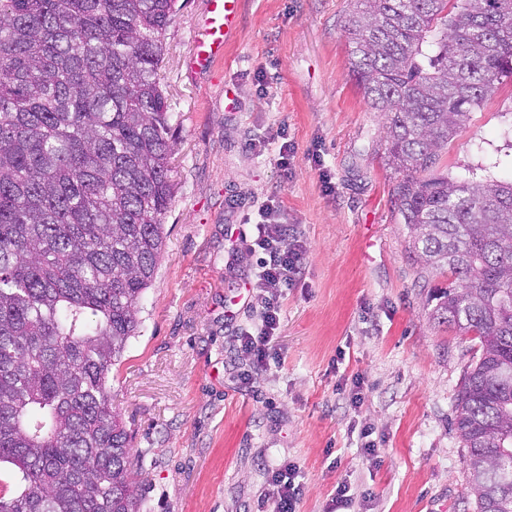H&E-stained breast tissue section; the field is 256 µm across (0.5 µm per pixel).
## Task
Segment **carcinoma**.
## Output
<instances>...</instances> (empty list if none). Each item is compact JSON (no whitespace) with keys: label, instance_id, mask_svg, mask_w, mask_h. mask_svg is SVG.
Instances as JSON below:
<instances>
[{"label":"carcinoma","instance_id":"obj_1","mask_svg":"<svg viewBox=\"0 0 512 512\" xmlns=\"http://www.w3.org/2000/svg\"><path fill=\"white\" fill-rule=\"evenodd\" d=\"M176 0H0V512H144L109 374L140 321L174 194L162 39ZM384 115L399 223L462 281L433 317L477 339L452 426L477 512H512V178L439 170L506 79L512 0H348Z\"/></svg>","mask_w":512,"mask_h":512}]
</instances>
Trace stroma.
Wrapping results in <instances>:
<instances>
[{
  "label": "stroma",
  "mask_w": 512,
  "mask_h": 512,
  "mask_svg": "<svg viewBox=\"0 0 512 512\" xmlns=\"http://www.w3.org/2000/svg\"><path fill=\"white\" fill-rule=\"evenodd\" d=\"M207 2L177 0L165 35L175 193L138 334L109 375L147 512H268L271 473L288 464L297 512H325L341 482L346 512H476L451 420L478 343L433 318L434 288L454 278L408 251L384 118L352 74L347 0H241L223 57L201 66ZM511 114L508 80L442 150L443 169L511 173ZM270 196L304 272L282 297L276 361L245 383L236 331L257 321V256L232 229Z\"/></svg>",
  "instance_id": "35a3bbf8"
}]
</instances>
